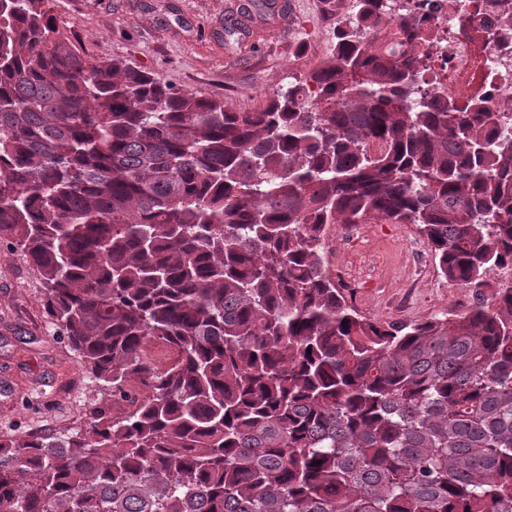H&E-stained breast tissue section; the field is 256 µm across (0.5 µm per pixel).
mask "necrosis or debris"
Listing matches in <instances>:
<instances>
[{
    "label": "necrosis or debris",
    "mask_w": 512,
    "mask_h": 512,
    "mask_svg": "<svg viewBox=\"0 0 512 512\" xmlns=\"http://www.w3.org/2000/svg\"><path fill=\"white\" fill-rule=\"evenodd\" d=\"M419 20L431 95L463 109L512 100V0H402Z\"/></svg>",
    "instance_id": "4bbe7bcc"
}]
</instances>
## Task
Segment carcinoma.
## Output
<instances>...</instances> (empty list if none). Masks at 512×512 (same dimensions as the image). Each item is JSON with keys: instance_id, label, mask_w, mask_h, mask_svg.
<instances>
[{"instance_id": "carcinoma-1", "label": "carcinoma", "mask_w": 512, "mask_h": 512, "mask_svg": "<svg viewBox=\"0 0 512 512\" xmlns=\"http://www.w3.org/2000/svg\"><path fill=\"white\" fill-rule=\"evenodd\" d=\"M52 2L0 0V243L128 409L0 438V512H512V288L382 322L324 253L384 220L452 283L511 268L512 120L424 91L397 0L249 112L87 58Z\"/></svg>"}]
</instances>
